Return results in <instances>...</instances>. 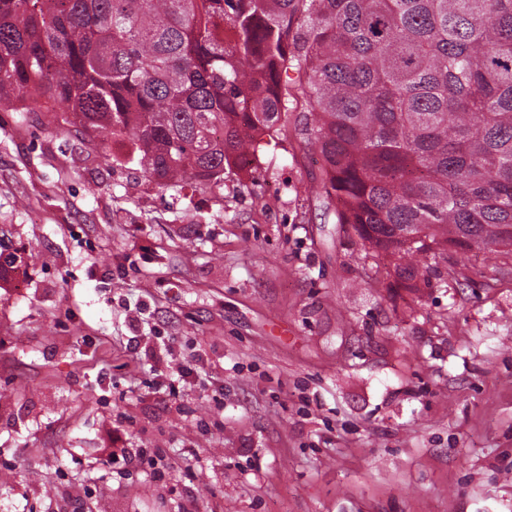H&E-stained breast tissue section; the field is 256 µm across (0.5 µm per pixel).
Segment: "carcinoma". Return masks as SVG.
<instances>
[{"instance_id": "1", "label": "carcinoma", "mask_w": 512, "mask_h": 512, "mask_svg": "<svg viewBox=\"0 0 512 512\" xmlns=\"http://www.w3.org/2000/svg\"><path fill=\"white\" fill-rule=\"evenodd\" d=\"M3 105L103 155L126 139L178 191L224 187L291 126L405 282L512 247V0H0Z\"/></svg>"}]
</instances>
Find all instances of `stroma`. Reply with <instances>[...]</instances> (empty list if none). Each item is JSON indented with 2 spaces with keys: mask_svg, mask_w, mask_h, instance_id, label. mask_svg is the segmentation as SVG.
<instances>
[{
  "mask_svg": "<svg viewBox=\"0 0 512 512\" xmlns=\"http://www.w3.org/2000/svg\"><path fill=\"white\" fill-rule=\"evenodd\" d=\"M128 149L0 106V512H512V250L410 286L296 135L215 192Z\"/></svg>",
  "mask_w": 512,
  "mask_h": 512,
  "instance_id": "obj_1",
  "label": "stroma"
}]
</instances>
